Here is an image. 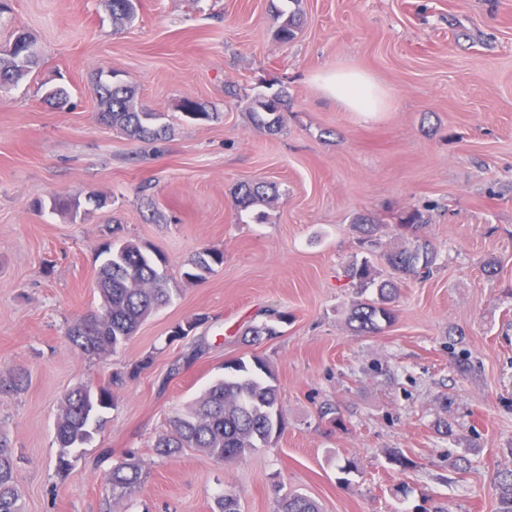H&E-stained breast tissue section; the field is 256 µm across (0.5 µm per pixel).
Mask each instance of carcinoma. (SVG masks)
I'll use <instances>...</instances> for the list:
<instances>
[{"label":"carcinoma","instance_id":"cac0c4a2","mask_svg":"<svg viewBox=\"0 0 512 512\" xmlns=\"http://www.w3.org/2000/svg\"><path fill=\"white\" fill-rule=\"evenodd\" d=\"M112 23L124 27L136 14V0H108ZM282 22L274 30V38L282 44L293 42L302 30L299 11L282 12ZM35 44L32 36L21 33L15 37L7 53L0 54V91L27 76L36 60L29 52ZM101 124L118 128L129 138L139 141L158 140L169 132V126L159 125V114L136 104V92L121 81L101 82L97 86ZM245 110L256 125L270 134L279 133L288 111L285 87L243 98ZM276 196V187L264 181L242 182L233 189L234 206L238 212L268 202ZM399 228L418 232L426 223L423 213L413 209L397 217ZM355 226L365 243L373 244L377 224L372 216L359 214ZM96 289L101 306L95 313L75 320L67 329L69 342L87 356H101L116 351L136 333L149 316L171 302L163 274L165 260L151 247L135 241L108 244L103 248ZM436 260L431 241L417 239L411 249H401L386 255L391 276L376 281L372 266L364 260L351 269L350 276L359 287L373 288L374 296L352 304L348 314L350 329L358 335L381 332L394 318V302L400 285L406 280L430 271ZM224 263V252L205 248L190 260L186 277L202 280ZM205 322L192 317L175 325L169 340L184 339ZM276 334L268 321L250 323L240 335L257 342ZM208 345L202 339L189 346L181 358L174 361L169 375L192 364L206 354ZM149 365L145 359L126 371L115 372L108 381L97 385L80 384L62 398L56 419L58 444L57 469L66 473L72 466L75 449L84 444L92 430L101 426L104 410L114 406L112 387L127 378L137 376ZM26 385L25 376L18 372L0 378V393H18ZM281 393L277 375L270 363L254 354L250 359L234 358L224 363V377L213 382L185 411L172 416L170 430L158 436L154 444L156 455L171 457L185 450H194L223 462L241 458L257 448L268 447L281 432L283 422ZM112 497H124L144 481L141 460L133 452L112 466L105 475ZM499 507L497 512H512V470L498 472ZM0 512H22L21 492L16 471V456L9 438L0 432ZM216 512H240L239 497L233 491L222 493L216 500ZM275 512H320L317 503L305 496L286 493L277 499Z\"/></svg>","mask_w":512,"mask_h":512}]
</instances>
